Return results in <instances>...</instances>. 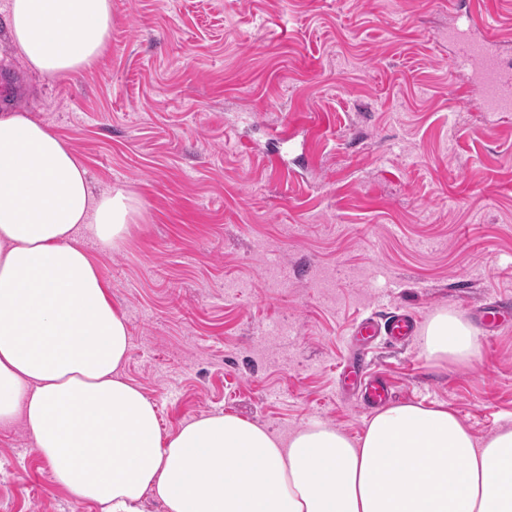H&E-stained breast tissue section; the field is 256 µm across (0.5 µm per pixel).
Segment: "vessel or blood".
Returning <instances> with one entry per match:
<instances>
[{
	"label": "vessel or blood",
	"mask_w": 512,
	"mask_h": 512,
	"mask_svg": "<svg viewBox=\"0 0 512 512\" xmlns=\"http://www.w3.org/2000/svg\"><path fill=\"white\" fill-rule=\"evenodd\" d=\"M448 7L459 12L465 28L464 34L454 39L456 58L479 66L477 81L482 91L481 107L493 112H512V68L501 59V39L495 34L489 16L479 0H449ZM417 331V321L407 314L394 313L383 322L368 318L356 325L353 331L356 355L342 370L341 378L345 388L355 391L365 409L382 407L392 397L383 377L367 375L362 368L371 354L370 344L384 333L392 342L405 345Z\"/></svg>",
	"instance_id": "1"
}]
</instances>
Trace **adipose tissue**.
I'll list each match as a JSON object with an SVG mask.
<instances>
[{"instance_id": "obj_1", "label": "adipose tissue", "mask_w": 512, "mask_h": 512, "mask_svg": "<svg viewBox=\"0 0 512 512\" xmlns=\"http://www.w3.org/2000/svg\"><path fill=\"white\" fill-rule=\"evenodd\" d=\"M29 67L79 73L108 47L112 0H6ZM123 191L95 195L63 139L0 114V423H20L57 482L102 512H512V427L475 438L442 405L395 403L351 437L320 420L287 436L231 413L162 433L155 404L121 366L130 349L97 261L127 229ZM423 352L469 363L475 330L431 317Z\"/></svg>"}]
</instances>
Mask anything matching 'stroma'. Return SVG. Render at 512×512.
I'll list each match as a JSON object with an SVG mask.
<instances>
[{"mask_svg":"<svg viewBox=\"0 0 512 512\" xmlns=\"http://www.w3.org/2000/svg\"><path fill=\"white\" fill-rule=\"evenodd\" d=\"M104 56L27 69L0 37V97L34 111L133 212L97 260L163 432L223 411L281 434L371 418L336 368L354 325H427L512 300V113L448 64V0H112ZM467 364L380 341L393 400L444 404L480 440L512 425V323ZM0 512H100L0 425Z\"/></svg>","mask_w":512,"mask_h":512,"instance_id":"obj_1","label":"stroma"}]
</instances>
